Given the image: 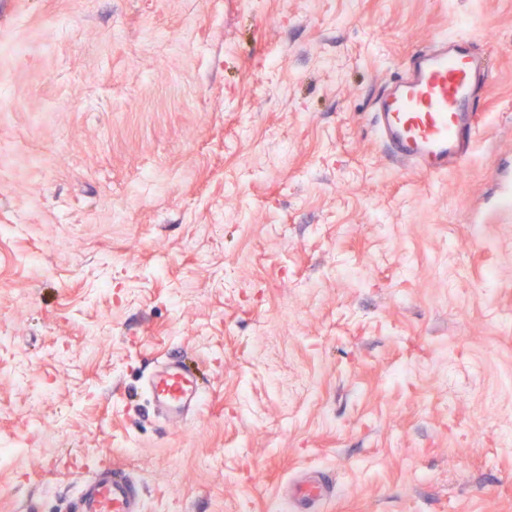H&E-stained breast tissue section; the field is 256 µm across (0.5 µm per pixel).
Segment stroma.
<instances>
[{
	"label": "stroma",
	"mask_w": 512,
	"mask_h": 512,
	"mask_svg": "<svg viewBox=\"0 0 512 512\" xmlns=\"http://www.w3.org/2000/svg\"><path fill=\"white\" fill-rule=\"evenodd\" d=\"M494 81L470 158L392 163L372 112L436 35ZM0 512L89 466L144 512H512V0H0ZM184 356L187 422L141 390ZM335 492L331 478L321 471L306 472L292 480L282 499L286 512H318Z\"/></svg>",
	"instance_id": "stroma-1"
}]
</instances>
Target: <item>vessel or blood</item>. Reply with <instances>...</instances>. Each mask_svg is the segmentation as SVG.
Segmentation results:
<instances>
[{
    "instance_id": "1",
    "label": "vessel or blood",
    "mask_w": 512,
    "mask_h": 512,
    "mask_svg": "<svg viewBox=\"0 0 512 512\" xmlns=\"http://www.w3.org/2000/svg\"><path fill=\"white\" fill-rule=\"evenodd\" d=\"M489 58L468 37L443 34L414 51L402 76L379 97L373 123L388 156L424 175L460 167L477 134V106L490 85ZM150 401L170 423L186 421L202 394L193 372L177 358L158 364L147 379ZM335 492L331 478L310 471L292 480L282 499L286 512H320ZM143 491L124 469L107 467L84 481L66 512H141Z\"/></svg>"
}]
</instances>
